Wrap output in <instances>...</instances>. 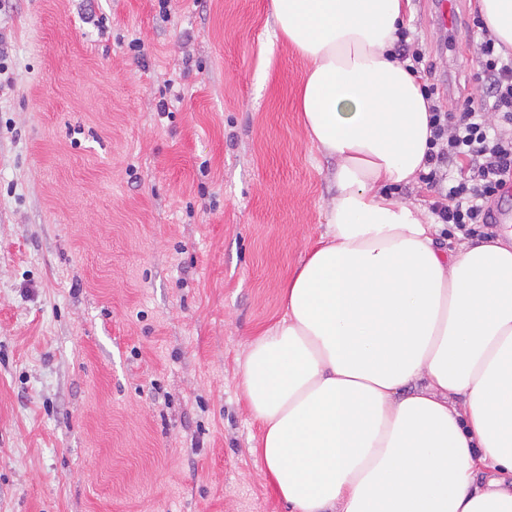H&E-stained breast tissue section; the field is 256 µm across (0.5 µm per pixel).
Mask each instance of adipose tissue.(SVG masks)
Instances as JSON below:
<instances>
[{
	"label": "adipose tissue",
	"mask_w": 512,
	"mask_h": 512,
	"mask_svg": "<svg viewBox=\"0 0 512 512\" xmlns=\"http://www.w3.org/2000/svg\"><path fill=\"white\" fill-rule=\"evenodd\" d=\"M407 0H270L335 158L326 240L241 365L255 449L291 512H512V245L436 246L391 187L426 171L429 100L394 46ZM512 52V0H478Z\"/></svg>",
	"instance_id": "obj_1"
}]
</instances>
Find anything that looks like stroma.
Masks as SVG:
<instances>
[{"label":"stroma","mask_w":512,"mask_h":512,"mask_svg":"<svg viewBox=\"0 0 512 512\" xmlns=\"http://www.w3.org/2000/svg\"><path fill=\"white\" fill-rule=\"evenodd\" d=\"M269 5L93 0L101 32L82 0H0V512H290L240 366L326 232L336 161ZM435 12L405 25L431 82L480 95L476 0L455 31Z\"/></svg>","instance_id":"stroma-1"}]
</instances>
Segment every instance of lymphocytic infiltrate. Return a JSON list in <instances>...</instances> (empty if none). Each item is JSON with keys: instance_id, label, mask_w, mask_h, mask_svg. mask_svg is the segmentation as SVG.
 Listing matches in <instances>:
<instances>
[{"instance_id": "1", "label": "lymphocytic infiltrate", "mask_w": 512, "mask_h": 512, "mask_svg": "<svg viewBox=\"0 0 512 512\" xmlns=\"http://www.w3.org/2000/svg\"><path fill=\"white\" fill-rule=\"evenodd\" d=\"M476 64L484 82L481 98L465 97L458 111L434 100V85L423 87L433 102L429 170L421 180L438 191L431 210L439 222L468 235L475 225L490 224L492 201L512 183V57L498 53L487 33ZM489 109L498 112V125L486 123Z\"/></svg>"}]
</instances>
